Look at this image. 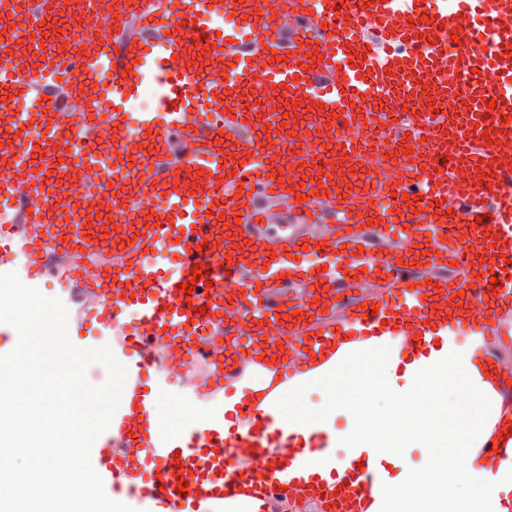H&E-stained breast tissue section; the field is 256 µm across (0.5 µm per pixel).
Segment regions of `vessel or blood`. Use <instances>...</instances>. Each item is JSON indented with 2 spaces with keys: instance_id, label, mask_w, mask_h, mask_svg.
Returning a JSON list of instances; mask_svg holds the SVG:
<instances>
[{
  "instance_id": "b4317fda",
  "label": "vessel or blood",
  "mask_w": 512,
  "mask_h": 512,
  "mask_svg": "<svg viewBox=\"0 0 512 512\" xmlns=\"http://www.w3.org/2000/svg\"><path fill=\"white\" fill-rule=\"evenodd\" d=\"M56 14L70 19L65 0H0V253L20 255L30 287L55 267L122 345L169 352L170 392L126 361L132 405L188 408L259 354L301 372L341 334L406 336L411 360L463 330L479 348L512 335V0H81L89 39L44 32ZM154 94L161 113L132 111ZM392 191L407 207L380 202ZM284 222L305 234L263 236ZM266 421L247 403L125 420L120 448H92L91 464L109 494L139 477L141 512L268 499L324 444L280 463ZM353 473L327 512L379 491Z\"/></svg>"
}]
</instances>
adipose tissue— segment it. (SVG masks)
<instances>
[{
  "label": "adipose tissue",
  "instance_id": "ef3b65f1",
  "mask_svg": "<svg viewBox=\"0 0 512 512\" xmlns=\"http://www.w3.org/2000/svg\"><path fill=\"white\" fill-rule=\"evenodd\" d=\"M381 352L361 351L345 360L333 355L304 372L283 377L276 367L246 364L233 379L231 391L219 397V409L233 410L239 402L251 403L272 418L285 434L305 437L324 434L328 440L314 463L291 471L287 490L274 501L262 502L246 495L225 499L223 512H288L291 499L302 488L336 472L345 478L353 459L365 454L375 473L392 471L397 489L380 493L362 512H512V464L489 471L480 449L492 431L485 400L504 405L507 386L501 384V366L487 365L466 344L445 347L430 356L401 361L402 337L392 336ZM373 383L382 386L390 403L374 413L363 396H350L348 387ZM322 390L325 398L310 407L305 395ZM345 413V429L335 427L337 413ZM427 449L432 476L444 473L455 457L469 460V481L430 495L413 492L417 474L403 454L410 447Z\"/></svg>",
  "mask_w": 512,
  "mask_h": 512
}]
</instances>
